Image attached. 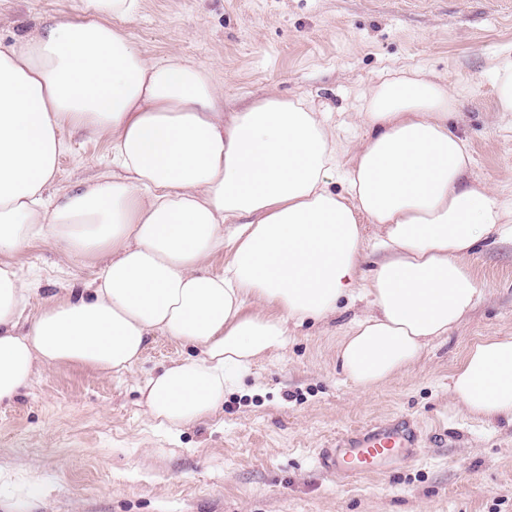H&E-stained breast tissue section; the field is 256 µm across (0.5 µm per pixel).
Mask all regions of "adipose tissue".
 Returning a JSON list of instances; mask_svg holds the SVG:
<instances>
[{
    "instance_id": "adipose-tissue-1",
    "label": "adipose tissue",
    "mask_w": 512,
    "mask_h": 512,
    "mask_svg": "<svg viewBox=\"0 0 512 512\" xmlns=\"http://www.w3.org/2000/svg\"><path fill=\"white\" fill-rule=\"evenodd\" d=\"M141 2L79 0L75 19L0 46V402L41 369L131 372L160 334L192 352L149 376L140 403L177 432L340 301L369 308L336 342L361 392L466 320L483 296L471 261L512 242V207L470 178L444 83L403 71L371 86L347 152L304 98L268 93L228 112L208 71L146 57L111 24ZM72 128L107 136L112 170L54 202ZM48 241L94 266L87 294L38 301L10 263ZM450 392L512 424V336L472 343Z\"/></svg>"
}]
</instances>
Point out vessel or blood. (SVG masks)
<instances>
[{"instance_id": "1", "label": "vessel or blood", "mask_w": 512, "mask_h": 512, "mask_svg": "<svg viewBox=\"0 0 512 512\" xmlns=\"http://www.w3.org/2000/svg\"><path fill=\"white\" fill-rule=\"evenodd\" d=\"M419 453L416 430L406 423L387 420L347 431L337 438L335 447L322 449L317 460L328 472L352 477L388 471L398 458Z\"/></svg>"}]
</instances>
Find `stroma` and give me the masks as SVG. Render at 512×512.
<instances>
[{
  "instance_id": "35a3bbf8",
  "label": "stroma",
  "mask_w": 512,
  "mask_h": 512,
  "mask_svg": "<svg viewBox=\"0 0 512 512\" xmlns=\"http://www.w3.org/2000/svg\"><path fill=\"white\" fill-rule=\"evenodd\" d=\"M76 0H0V44L76 16ZM145 56L175 52L210 71L235 110L273 91L310 100L340 122L368 88L401 70L447 84L472 177L512 201V114L487 77L512 48V0H142L116 22ZM55 187L65 193L109 167L106 138L69 131ZM40 299L84 287L93 268L37 243L13 256ZM484 298L407 372L368 392L336 368V340L363 304L293 328L288 351L257 364L209 420L172 436L152 425L139 385L188 347L158 336L133 372L76 365L38 372L0 404V512H512V426L469 416L450 377L469 345L512 335V243L474 258ZM405 417L419 458L342 479L317 463L337 434Z\"/></svg>"
}]
</instances>
